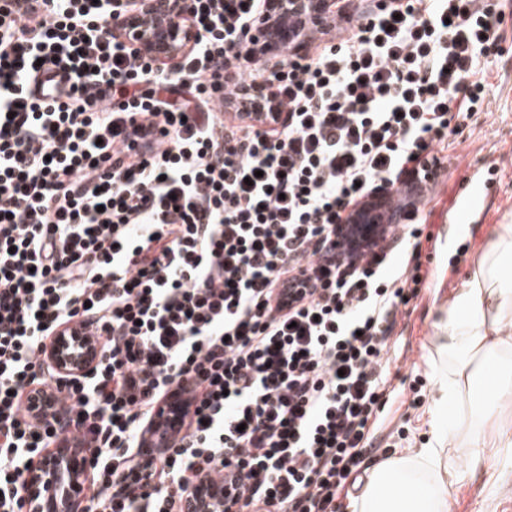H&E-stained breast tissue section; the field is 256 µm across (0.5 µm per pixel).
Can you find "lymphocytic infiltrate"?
Wrapping results in <instances>:
<instances>
[{
	"label": "lymphocytic infiltrate",
	"instance_id": "1",
	"mask_svg": "<svg viewBox=\"0 0 512 512\" xmlns=\"http://www.w3.org/2000/svg\"><path fill=\"white\" fill-rule=\"evenodd\" d=\"M264 0H191L174 67L122 39L102 0H0V512L23 468L83 439L90 512H338L388 403V352L432 235L437 144L481 111L500 0H382L313 53L262 67ZM409 200L402 254L337 239L358 205ZM67 330L100 358L63 380ZM198 403L145 451L156 404ZM51 391L67 415L36 425ZM99 346L84 336H54L48 341L42 359L61 377H75L93 366ZM193 503L195 507L193 512H223L224 492L211 488L209 491L196 494V500H193Z\"/></svg>",
	"mask_w": 512,
	"mask_h": 512
}]
</instances>
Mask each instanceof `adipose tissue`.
I'll return each instance as SVG.
<instances>
[{"instance_id": "ef3b65f1", "label": "adipose tissue", "mask_w": 512, "mask_h": 512, "mask_svg": "<svg viewBox=\"0 0 512 512\" xmlns=\"http://www.w3.org/2000/svg\"><path fill=\"white\" fill-rule=\"evenodd\" d=\"M439 397L431 447L412 458L375 465L358 512H448V488L459 478L445 448L466 447L470 470L489 467L482 445L464 444L458 427L489 421L512 401V225H501L459 288L436 338Z\"/></svg>"}]
</instances>
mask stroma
Wrapping results in <instances>:
<instances>
[{
  "instance_id": "1",
  "label": "stroma",
  "mask_w": 512,
  "mask_h": 512,
  "mask_svg": "<svg viewBox=\"0 0 512 512\" xmlns=\"http://www.w3.org/2000/svg\"><path fill=\"white\" fill-rule=\"evenodd\" d=\"M503 4L504 38L484 73L488 95L483 110L469 120L461 135L450 139L435 191L423 206L428 227L438 240L423 251L427 279L421 294L411 302L409 314L399 318L400 338L389 353L390 383L398 397L384 414L374 450L363 458L366 473L387 458L412 457L429 447L438 392L434 374L438 325L498 226L512 224V0ZM473 165L491 169L494 205L487 223L460 231L446 224L444 217L457 182ZM507 425H512V408L503 409L483 428L489 469L468 471L462 449H448L461 472L459 482L448 488L449 512H512V447H498L496 439L497 429Z\"/></svg>"
}]
</instances>
